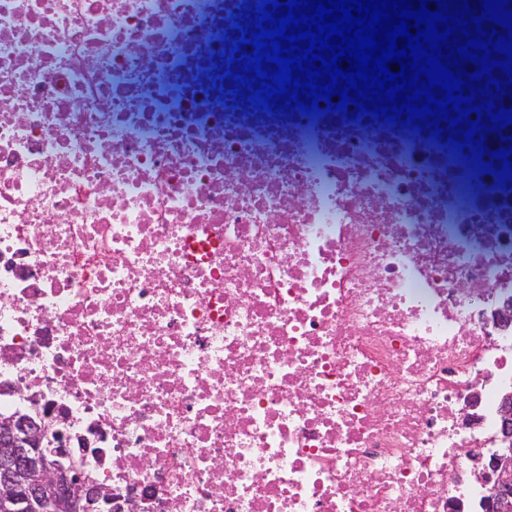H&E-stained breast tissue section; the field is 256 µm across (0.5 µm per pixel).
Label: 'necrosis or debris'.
Instances as JSON below:
<instances>
[{"label":"necrosis or debris","instance_id":"necrosis-or-debris-1","mask_svg":"<svg viewBox=\"0 0 512 512\" xmlns=\"http://www.w3.org/2000/svg\"><path fill=\"white\" fill-rule=\"evenodd\" d=\"M243 3L0 0V414L110 512H485L512 190L223 99Z\"/></svg>","mask_w":512,"mask_h":512}]
</instances>
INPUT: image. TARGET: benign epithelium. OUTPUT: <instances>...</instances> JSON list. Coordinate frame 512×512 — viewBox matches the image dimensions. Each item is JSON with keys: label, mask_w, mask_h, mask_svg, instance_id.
Instances as JSON below:
<instances>
[{"label": "benign epithelium", "mask_w": 512, "mask_h": 512, "mask_svg": "<svg viewBox=\"0 0 512 512\" xmlns=\"http://www.w3.org/2000/svg\"><path fill=\"white\" fill-rule=\"evenodd\" d=\"M502 448L487 460H474V474L488 486V504L499 510L512 490V397L502 404ZM45 425L31 416L0 422V512H93L104 500L84 477L75 457L56 450L48 467L42 449Z\"/></svg>", "instance_id": "obj_1"}]
</instances>
